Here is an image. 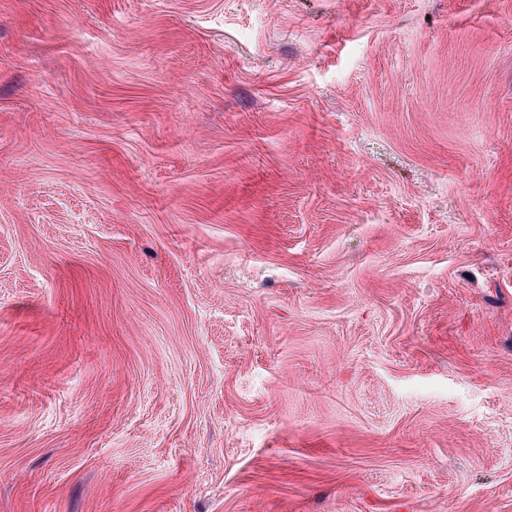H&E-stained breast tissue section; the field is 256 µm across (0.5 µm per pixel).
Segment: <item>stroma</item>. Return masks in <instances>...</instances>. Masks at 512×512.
I'll use <instances>...</instances> for the list:
<instances>
[{
  "mask_svg": "<svg viewBox=\"0 0 512 512\" xmlns=\"http://www.w3.org/2000/svg\"><path fill=\"white\" fill-rule=\"evenodd\" d=\"M0 512H512V0H0Z\"/></svg>",
  "mask_w": 512,
  "mask_h": 512,
  "instance_id": "35a3bbf8",
  "label": "stroma"
}]
</instances>
